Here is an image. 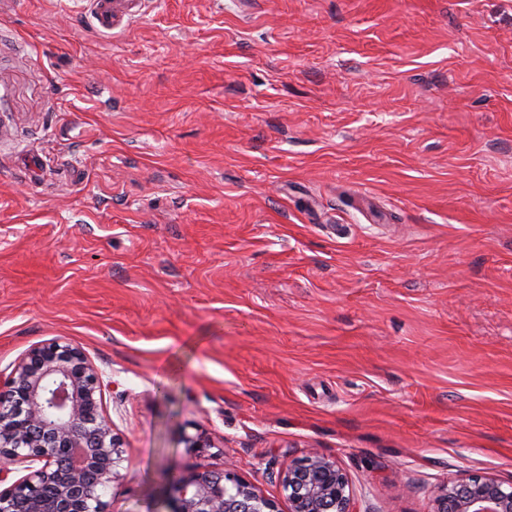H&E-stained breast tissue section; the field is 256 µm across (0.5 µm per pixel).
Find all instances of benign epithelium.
<instances>
[{"mask_svg": "<svg viewBox=\"0 0 512 512\" xmlns=\"http://www.w3.org/2000/svg\"><path fill=\"white\" fill-rule=\"evenodd\" d=\"M109 383L78 345L52 340L0 375V512H108L122 444L103 413ZM26 474L12 479L19 467ZM290 512H355L346 472L309 452L280 472ZM432 512H512V480L470 475L432 491ZM169 512H278L231 469L177 481Z\"/></svg>", "mask_w": 512, "mask_h": 512, "instance_id": "obj_1", "label": "benign epithelium"}]
</instances>
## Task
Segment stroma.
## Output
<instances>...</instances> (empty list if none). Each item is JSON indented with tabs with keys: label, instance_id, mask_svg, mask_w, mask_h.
I'll return each mask as SVG.
<instances>
[{
	"label": "stroma",
	"instance_id": "stroma-1",
	"mask_svg": "<svg viewBox=\"0 0 512 512\" xmlns=\"http://www.w3.org/2000/svg\"><path fill=\"white\" fill-rule=\"evenodd\" d=\"M82 347L110 512L336 458L357 512L512 479V0H0V373ZM202 431L211 445L185 447ZM138 0H92L91 14L98 27L105 31H112L120 27L124 20L129 24L134 18L138 7Z\"/></svg>",
	"mask_w": 512,
	"mask_h": 512
}]
</instances>
